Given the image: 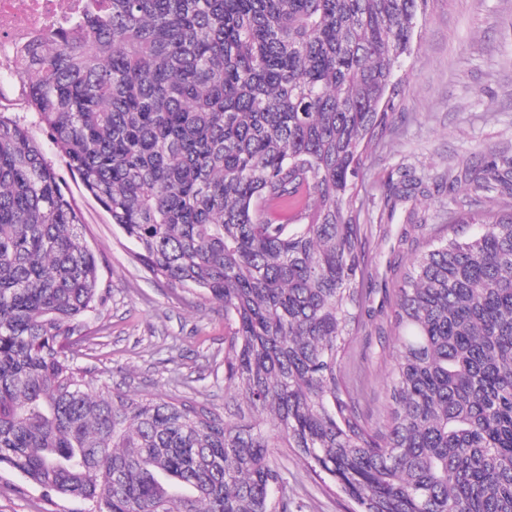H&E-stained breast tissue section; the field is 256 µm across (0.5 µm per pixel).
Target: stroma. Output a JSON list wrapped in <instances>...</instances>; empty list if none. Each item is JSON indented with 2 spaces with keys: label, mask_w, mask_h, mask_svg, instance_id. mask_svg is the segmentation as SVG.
Wrapping results in <instances>:
<instances>
[{
  "label": "stroma",
  "mask_w": 512,
  "mask_h": 512,
  "mask_svg": "<svg viewBox=\"0 0 512 512\" xmlns=\"http://www.w3.org/2000/svg\"><path fill=\"white\" fill-rule=\"evenodd\" d=\"M404 71L408 86L364 161L356 206L367 227L371 293L344 360L359 412L382 427L390 399L395 290L431 240L447 236L448 214L468 198L465 168L512 162V0H430ZM423 193L395 201L402 172ZM67 190L100 259L107 299L88 321L77 364L110 387L146 397H189L224 410L223 307L192 288L172 289L138 264L135 244L78 179ZM278 463L302 512H346L342 498L288 451ZM49 497L20 473L0 469V512H88Z\"/></svg>",
  "instance_id": "1"
}]
</instances>
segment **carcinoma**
Segmentation results:
<instances>
[{
    "label": "carcinoma",
    "mask_w": 512,
    "mask_h": 512,
    "mask_svg": "<svg viewBox=\"0 0 512 512\" xmlns=\"http://www.w3.org/2000/svg\"><path fill=\"white\" fill-rule=\"evenodd\" d=\"M428 0H99L24 50L63 168L171 288L224 306V415L75 362L105 303L60 168L0 111V467L91 512H289L280 448L352 512H512V206L397 289L385 427L343 374L367 263L354 206ZM512 170L492 164L473 190ZM421 182L407 175L397 199ZM293 211L295 226L270 216Z\"/></svg>",
    "instance_id": "cac0c4a2"
}]
</instances>
